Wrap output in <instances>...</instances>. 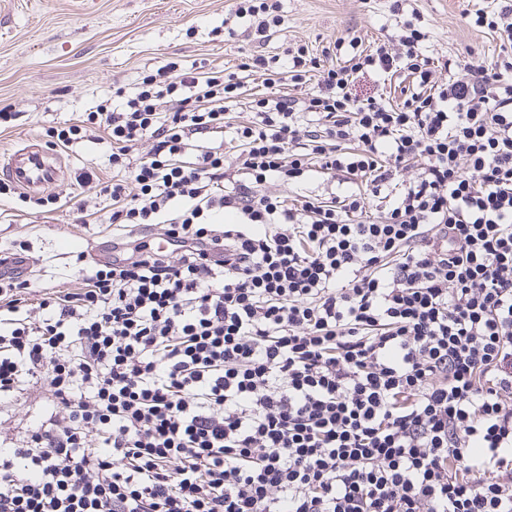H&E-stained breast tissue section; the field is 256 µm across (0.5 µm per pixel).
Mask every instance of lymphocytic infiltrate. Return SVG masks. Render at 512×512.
Wrapping results in <instances>:
<instances>
[{
  "mask_svg": "<svg viewBox=\"0 0 512 512\" xmlns=\"http://www.w3.org/2000/svg\"><path fill=\"white\" fill-rule=\"evenodd\" d=\"M280 9L233 0L224 30L266 42ZM391 10L375 49L164 61L52 129L58 147L104 130L95 193L128 234L37 317L0 283V403L28 378L53 395L0 445V512H512V0L462 13L500 52L443 79L420 13ZM400 72L402 103L352 91ZM254 73L309 92L234 122ZM227 127L230 148L199 144ZM316 173L344 191L304 192ZM157 226L168 247L145 251Z\"/></svg>",
  "mask_w": 512,
  "mask_h": 512,
  "instance_id": "obj_1",
  "label": "lymphocytic infiltrate"
}]
</instances>
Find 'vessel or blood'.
I'll return each mask as SVG.
<instances>
[{
  "instance_id": "1",
  "label": "vessel or blood",
  "mask_w": 512,
  "mask_h": 512,
  "mask_svg": "<svg viewBox=\"0 0 512 512\" xmlns=\"http://www.w3.org/2000/svg\"><path fill=\"white\" fill-rule=\"evenodd\" d=\"M51 157L48 149L32 142L9 156L0 155V180L23 191L47 189L61 176L60 165Z\"/></svg>"
}]
</instances>
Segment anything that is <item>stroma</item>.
<instances>
[{
  "label": "stroma",
  "mask_w": 512,
  "mask_h": 512,
  "mask_svg": "<svg viewBox=\"0 0 512 512\" xmlns=\"http://www.w3.org/2000/svg\"><path fill=\"white\" fill-rule=\"evenodd\" d=\"M284 22L267 49L281 53L294 43L314 48L351 34L370 49L396 32L391 0H281ZM230 0H0V109L16 113L0 126V152L34 139L49 144L50 128L70 124L94 110L113 88L134 90L142 73L169 57L188 67L199 63L237 71L250 49L246 32L224 44L214 35ZM486 0H412L432 31L430 50L438 76L457 55L472 52L475 64L488 63L499 42L466 26L460 14ZM64 175L48 188L52 212L0 196V252L24 254L33 262L28 278L32 298L78 287V253L120 232L109 223L111 208L91 198L90 217H81L70 198L86 176L108 180L110 147L101 132L60 149ZM46 385L24 383L0 404V440L26 441L30 425L47 408Z\"/></svg>",
  "instance_id": "1"
}]
</instances>
